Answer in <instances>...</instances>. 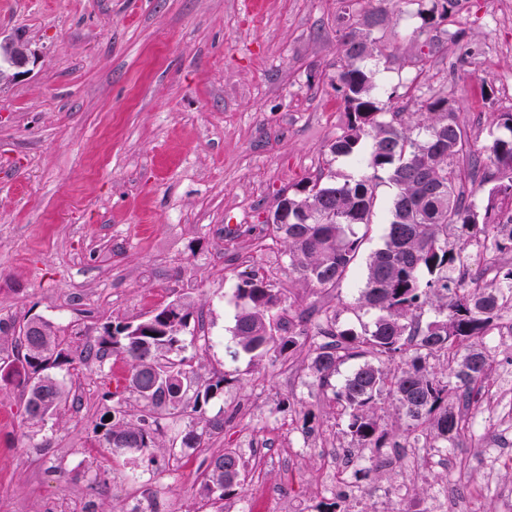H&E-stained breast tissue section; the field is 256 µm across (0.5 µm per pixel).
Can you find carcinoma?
<instances>
[{
    "instance_id": "carcinoma-1",
    "label": "carcinoma",
    "mask_w": 512,
    "mask_h": 512,
    "mask_svg": "<svg viewBox=\"0 0 512 512\" xmlns=\"http://www.w3.org/2000/svg\"><path fill=\"white\" fill-rule=\"evenodd\" d=\"M461 2L434 0L423 22L432 25L448 18ZM341 19L348 31L340 36L334 80L347 123L331 142L330 153L358 158L371 141L367 172L342 183L305 180L293 191H280L282 201L269 226L288 247L289 266L298 280L334 288L346 278L362 245L354 227L372 223L377 188L384 180L391 183L396 194L388 209L386 239L367 263L359 296L362 306L376 311L377 317L372 328L358 331L328 312L310 331L288 330L280 314V291L268 276L255 272L236 286L234 336L241 351L257 362H275L308 347L318 385L333 389L336 414L345 419L359 448L386 447L387 433L375 413L384 395L420 429L414 439H452L464 424L448 398L477 405L475 388L490 370L489 356L471 339L500 329L504 313L512 310V265L497 269L492 286L478 276L468 282L456 276L473 245L512 252V112L498 113V128L506 134L485 147L496 171L486 179L491 187L481 209L459 188L464 177L460 159L471 149L445 98L431 97L423 103L417 120L425 130L421 140L410 136L403 113L379 112L373 72L360 61L379 56L375 33L384 27L389 12L349 5ZM450 228L456 230L454 245L448 243ZM426 306L438 310V316L422 319ZM191 318L189 306L170 301L139 322L104 326L96 345L79 358L102 362L119 356L131 367L125 390L144 405L175 415L185 408L190 392L192 409L200 412L223 393L227 379L194 385L188 378L180 354ZM0 332L11 334L17 348L16 359L0 365V380L23 386L27 418L42 422L55 416L66 403L67 390L51 370L73 362L70 346L41 319L1 324ZM440 357L446 363L444 373L429 364ZM355 359L361 363L341 386L333 385L339 367ZM107 415L111 420L105 419ZM223 428L222 418L186 427L180 453L204 447L206 439ZM157 431L158 421L151 416L132 421L118 407L101 413L93 429L103 433L112 454L126 460L153 459ZM246 473L243 455L226 448L212 457L202 474L200 493L223 512L220 502L243 489Z\"/></svg>"
}]
</instances>
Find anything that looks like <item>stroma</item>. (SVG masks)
<instances>
[{
    "label": "stroma",
    "instance_id": "1",
    "mask_svg": "<svg viewBox=\"0 0 512 512\" xmlns=\"http://www.w3.org/2000/svg\"><path fill=\"white\" fill-rule=\"evenodd\" d=\"M345 2L0 0V36L21 37L33 53L27 74L0 81V321H49L81 349L104 325L140 321L177 299L202 318L185 336L191 376L227 378L204 414L157 411L156 460L135 467L113 463L93 440L106 393L128 417L144 412L123 390L125 360L58 371L80 406L44 423L24 415L21 387L0 383V512H128L146 498L162 512H214L200 473L225 448L247 460L243 491L260 497V512L293 503L318 512L328 501L327 471L352 445L331 394L313 383L306 351L257 363L233 328L236 285L256 271L281 291L294 324L315 309L357 329L377 316L356 300L367 259L384 244V215L329 290L290 272L265 222L280 189L364 172L329 151L347 122L334 84ZM432 4L403 6L381 30L387 55L366 63L378 101L409 115L429 97L447 98L472 151L484 154L498 113L512 110V0H466L435 28L420 17ZM433 39L443 49L432 55ZM205 328L214 342L204 343ZM482 343L492 359L482 407L446 447L405 463L362 450L348 473L363 491L361 512H402L395 484L428 502L447 493L464 512H501L478 448L495 433L487 406L500 396L499 373L512 370V340ZM307 413L308 437L299 430ZM376 413L389 448L409 449L411 422L396 403L382 399ZM202 416L225 418L223 432L174 457L173 439Z\"/></svg>",
    "mask_w": 512,
    "mask_h": 512
}]
</instances>
